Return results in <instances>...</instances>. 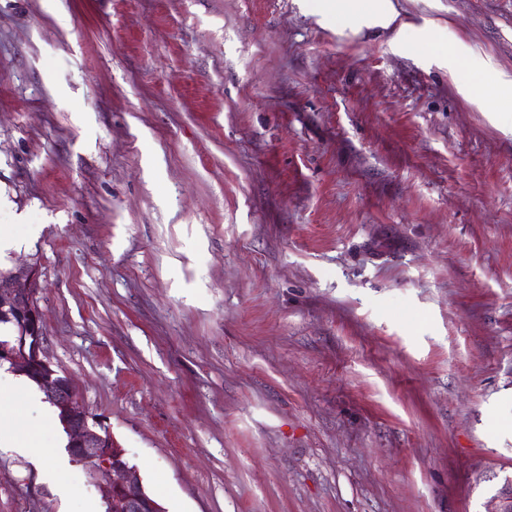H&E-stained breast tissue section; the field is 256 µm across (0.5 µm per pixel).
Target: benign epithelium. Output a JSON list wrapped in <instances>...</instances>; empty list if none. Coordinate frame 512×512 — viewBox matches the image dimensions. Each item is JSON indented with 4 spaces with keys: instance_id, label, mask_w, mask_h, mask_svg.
<instances>
[{
    "instance_id": "obj_1",
    "label": "benign epithelium",
    "mask_w": 512,
    "mask_h": 512,
    "mask_svg": "<svg viewBox=\"0 0 512 512\" xmlns=\"http://www.w3.org/2000/svg\"><path fill=\"white\" fill-rule=\"evenodd\" d=\"M37 277V267L25 265L17 268L12 279L0 281V311L7 309L29 319L21 349L7 348L0 352V357L15 368L37 375L46 399L64 413L78 461L104 485V501L117 512H165L145 493L137 469L123 463L126 452L113 440L108 428L101 425L95 429L89 425L86 413L79 408L71 379L60 376L58 366L47 357L43 320L34 301ZM494 500L493 512H512L511 479Z\"/></svg>"
}]
</instances>
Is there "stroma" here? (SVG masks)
I'll return each mask as SVG.
<instances>
[{
  "mask_svg": "<svg viewBox=\"0 0 512 512\" xmlns=\"http://www.w3.org/2000/svg\"><path fill=\"white\" fill-rule=\"evenodd\" d=\"M0 0V228L165 512H492L512 0ZM0 451V512H101ZM317 7L336 16L338 20L368 19L375 25L387 28L399 19V12L392 0H316Z\"/></svg>",
  "mask_w": 512,
  "mask_h": 512,
  "instance_id": "1",
  "label": "stroma"
}]
</instances>
